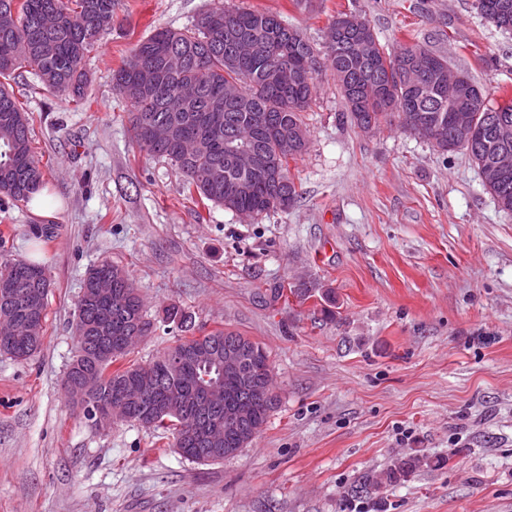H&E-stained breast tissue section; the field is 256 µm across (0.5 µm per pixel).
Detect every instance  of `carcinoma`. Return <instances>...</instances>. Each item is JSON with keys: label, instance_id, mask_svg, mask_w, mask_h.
Instances as JSON below:
<instances>
[{"label": "carcinoma", "instance_id": "carcinoma-1", "mask_svg": "<svg viewBox=\"0 0 512 512\" xmlns=\"http://www.w3.org/2000/svg\"><path fill=\"white\" fill-rule=\"evenodd\" d=\"M504 1L512 4V0H476V7L496 28L511 32L512 7L504 10ZM118 5V0H0V59L9 60L6 66L0 64V195L27 203L44 184L43 168L31 147L33 117L9 90V81L24 69L35 76L38 89L66 95L80 105L89 104L86 61L99 34L112 26ZM343 15L337 12L327 27L324 60L331 75L338 76L341 98L355 126L368 132L395 120L408 130L410 116L425 117L436 125L432 146L437 151L448 154L465 150L479 168L496 150L512 152V140L503 144L495 137L496 120L512 123V97L494 105L478 86L471 85L464 104L473 111L475 122L470 139L463 142L454 135V106L434 90H391L369 71L353 49V37L336 31L337 19ZM229 30L259 43L256 54L250 58L236 55L232 42L224 39V32ZM146 46L163 83L130 91L122 82L126 73L139 65ZM317 59L311 43L279 13L219 4L202 13L191 28L159 29L140 41L113 71V81L133 106L131 130L140 151L168 159L183 176L188 193L201 201L231 212L249 210L262 216L279 210L270 201L275 185L234 163L228 140L247 141L255 152L282 159L283 172L289 174L290 162L308 148L304 113L312 98L304 81L275 80L272 73H300ZM183 84L197 86L198 96L187 101L180 112L164 111L163 96ZM232 85L239 86L244 101L224 99V89ZM143 117L165 122L173 132L172 139L158 148L149 145L137 133ZM485 188L501 211L512 213V168ZM36 274L43 276L44 287L51 288L45 264L26 258L0 262V281L28 288ZM102 275L112 278V292L122 300L112 307L108 318L94 301L85 302L75 313L77 350L66 378L76 377L87 388L91 409L83 410V414L90 417L109 407L116 384L128 377L147 383L155 405L163 403L168 389H190L193 368L175 366L172 360L180 350L205 340L213 352L232 345L245 359L243 374L224 380V407L245 402L252 406V419L242 430L224 435V456L252 442L277 404L273 392L265 399H256L247 391L251 385L268 381L270 362L264 347L236 331L198 327L192 313L171 305L163 309V320L177 324L188 335L177 338L146 365L116 367L114 363L128 354L120 345L122 330L140 325L147 336L154 323L145 317L140 294L120 265L103 261L91 266L84 284ZM37 352L27 344L0 342V354L16 360H27ZM126 415L127 421L143 427L172 431V447L188 460L202 461V449L187 440L193 419L190 409L149 419L142 404L131 402Z\"/></svg>", "mask_w": 512, "mask_h": 512}]
</instances>
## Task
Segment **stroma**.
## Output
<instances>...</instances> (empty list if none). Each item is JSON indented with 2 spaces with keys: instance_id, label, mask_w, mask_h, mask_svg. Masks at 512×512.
Masks as SVG:
<instances>
[{
  "instance_id": "stroma-1",
  "label": "stroma",
  "mask_w": 512,
  "mask_h": 512,
  "mask_svg": "<svg viewBox=\"0 0 512 512\" xmlns=\"http://www.w3.org/2000/svg\"><path fill=\"white\" fill-rule=\"evenodd\" d=\"M217 3L279 10L318 48L337 11L355 12L381 45L426 46L492 102L512 95V33L475 0H121L88 60L91 106L17 79L46 205L0 197V261L38 258L52 285L40 351L0 356V512H512V214L466 151L395 123L358 129L325 73L289 165L292 208L249 221L190 199L170 161L137 150L112 72ZM104 259L155 324L128 361L178 338L162 319L172 304L266 349L279 401L235 455L194 462L162 431L74 411L62 381L75 308ZM300 284L332 289L334 319L289 296ZM414 454L428 466L386 481ZM366 476L381 488L353 494Z\"/></svg>"
}]
</instances>
